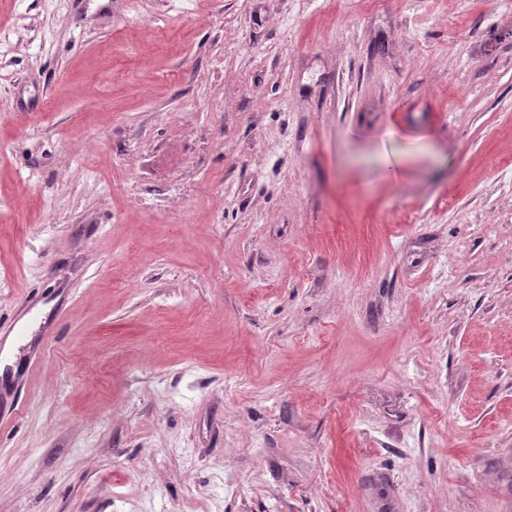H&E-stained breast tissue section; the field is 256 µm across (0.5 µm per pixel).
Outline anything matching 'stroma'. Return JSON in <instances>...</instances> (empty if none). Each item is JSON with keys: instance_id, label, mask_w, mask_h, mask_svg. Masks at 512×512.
Masks as SVG:
<instances>
[{"instance_id": "stroma-1", "label": "stroma", "mask_w": 512, "mask_h": 512, "mask_svg": "<svg viewBox=\"0 0 512 512\" xmlns=\"http://www.w3.org/2000/svg\"><path fill=\"white\" fill-rule=\"evenodd\" d=\"M0 512H512V0H0Z\"/></svg>"}]
</instances>
